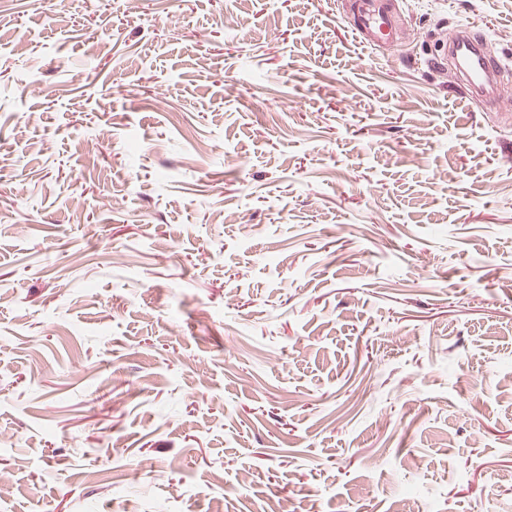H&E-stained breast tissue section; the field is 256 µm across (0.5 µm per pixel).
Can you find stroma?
Listing matches in <instances>:
<instances>
[{
    "instance_id": "1",
    "label": "stroma",
    "mask_w": 512,
    "mask_h": 512,
    "mask_svg": "<svg viewBox=\"0 0 512 512\" xmlns=\"http://www.w3.org/2000/svg\"><path fill=\"white\" fill-rule=\"evenodd\" d=\"M384 7L0 0V512H512V0ZM371 1L363 2L359 15L360 26L357 31L367 43L373 41L385 44L390 38L389 30H386L389 23L384 13L380 12V9L377 10ZM500 59L484 58L479 53L472 55L469 64L464 73L466 83L464 85L468 95L473 99L477 98V93L482 90L486 83L492 84V93L486 100H483L485 109L490 106L492 97L495 93V85L493 81L494 75L501 68Z\"/></svg>"
}]
</instances>
